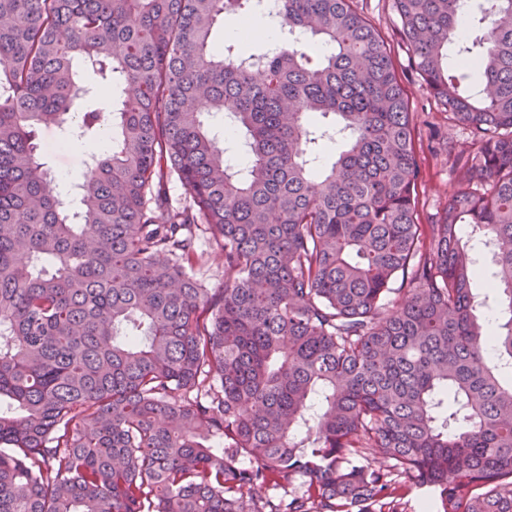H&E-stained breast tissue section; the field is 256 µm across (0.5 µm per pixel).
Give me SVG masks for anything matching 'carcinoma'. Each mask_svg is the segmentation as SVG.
<instances>
[{
    "instance_id": "carcinoma-1",
    "label": "carcinoma",
    "mask_w": 512,
    "mask_h": 512,
    "mask_svg": "<svg viewBox=\"0 0 512 512\" xmlns=\"http://www.w3.org/2000/svg\"><path fill=\"white\" fill-rule=\"evenodd\" d=\"M261 2L0 0V512H369L417 487L512 512V0H394L475 145L444 143L460 187L424 224L383 38L353 0H277L283 45L214 50ZM47 123L108 137L74 212ZM240 16H246V17H240ZM237 17H239V19L236 17L225 16L224 22L221 21L215 26V28L211 34V38H210V41L214 47L220 49L223 47L225 41H233V40L237 39V38H234V37L230 36L229 34L225 33L224 26L229 31L236 33L238 35H241V33L244 29H252L259 33H263L265 36H268L270 38L273 37L272 32H267L268 31L267 25L259 23L255 20H250V19L265 18L266 15L264 14V12L259 11V10H253L250 13L237 15ZM242 18H248V19H242ZM203 249L208 253L207 263L201 269L202 278L206 281L209 288H220L224 285L223 258L219 251L212 250L207 245Z\"/></svg>"
}]
</instances>
